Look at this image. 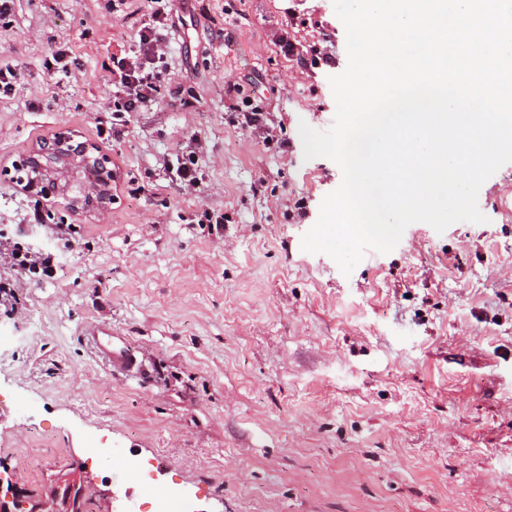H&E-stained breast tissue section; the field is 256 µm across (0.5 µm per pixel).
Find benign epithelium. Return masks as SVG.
<instances>
[{
  "label": "benign epithelium",
  "instance_id": "7a95c632",
  "mask_svg": "<svg viewBox=\"0 0 512 512\" xmlns=\"http://www.w3.org/2000/svg\"><path fill=\"white\" fill-rule=\"evenodd\" d=\"M14 171L26 193L75 213L100 214L112 203V155L69 129L37 142Z\"/></svg>",
  "mask_w": 512,
  "mask_h": 512
}]
</instances>
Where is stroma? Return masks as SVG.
Here are the masks:
<instances>
[{
	"label": "stroma",
	"mask_w": 512,
	"mask_h": 512,
	"mask_svg": "<svg viewBox=\"0 0 512 512\" xmlns=\"http://www.w3.org/2000/svg\"><path fill=\"white\" fill-rule=\"evenodd\" d=\"M150 0H14L0 57V237L57 257L54 277L0 264V476L24 512L82 487V512L183 495L200 512H512V163L478 193L483 224H410L351 274L302 250L342 172L305 159L300 123L334 121L347 66L332 0H195L168 30V92L99 131L111 58L132 50ZM288 31L295 52L271 42ZM69 46L80 71H46ZM263 109L269 140L244 125ZM111 153L103 218L51 209L11 181L60 128ZM198 137L200 189L162 165ZM220 224L199 221L202 209ZM72 227L64 245L53 228ZM126 341L142 373H113L88 341Z\"/></svg>",
	"instance_id": "obj_1"
}]
</instances>
